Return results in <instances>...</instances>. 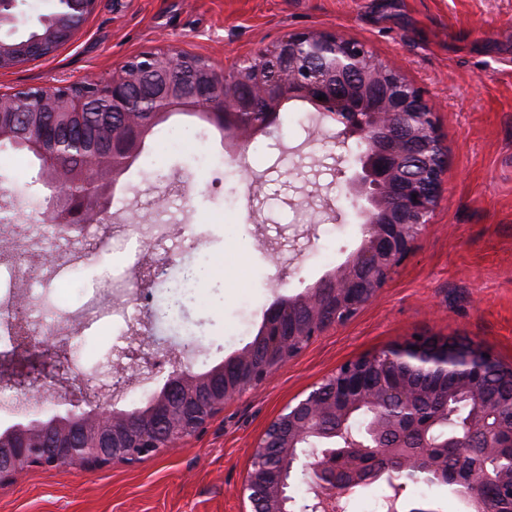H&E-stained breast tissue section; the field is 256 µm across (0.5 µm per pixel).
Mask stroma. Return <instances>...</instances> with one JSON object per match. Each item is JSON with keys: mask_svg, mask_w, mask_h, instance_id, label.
<instances>
[{"mask_svg": "<svg viewBox=\"0 0 512 512\" xmlns=\"http://www.w3.org/2000/svg\"><path fill=\"white\" fill-rule=\"evenodd\" d=\"M331 32L366 45L395 65L434 106L448 165L431 221L410 256L355 317L327 329L259 386L228 400L203 429L176 447L133 465L35 467L0 483V512H247L241 486L254 448L289 402L347 361L413 335L453 336L490 349L512 365V0H97L70 43L0 72V94L94 83L151 49H178L231 66L249 52L298 32ZM334 127H318L310 105L289 102L271 133L239 160L205 166L223 152L212 124L174 112L145 141L139 161L118 178L129 194L121 224H165L175 249L149 248L144 266L165 264L168 278L202 258L218 263L222 305L211 289L187 305L182 336L155 315L166 280L143 287L103 240L87 244L41 236L53 211L32 153L0 149V250L23 246L60 256L50 281L30 287L22 275L0 280L16 299L37 290L58 302L54 329H39L47 353L20 375V352L0 328V390L30 395L35 417L65 414L70 401L90 411L121 384L112 405L140 407L139 388L161 389L176 369L203 373L253 340L277 299L302 292L361 245V226L332 147ZM178 180L207 185L203 195L163 198ZM20 191L24 205L11 199ZM125 273L132 326L104 318L82 325L71 311L91 284L110 287ZM149 340L165 364L142 352L118 358L125 337Z\"/></svg>", "mask_w": 512, "mask_h": 512, "instance_id": "stroma-1", "label": "stroma"}]
</instances>
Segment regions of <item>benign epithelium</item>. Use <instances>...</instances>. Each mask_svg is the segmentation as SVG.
Here are the masks:
<instances>
[{
    "instance_id": "obj_1",
    "label": "benign epithelium",
    "mask_w": 512,
    "mask_h": 512,
    "mask_svg": "<svg viewBox=\"0 0 512 512\" xmlns=\"http://www.w3.org/2000/svg\"><path fill=\"white\" fill-rule=\"evenodd\" d=\"M68 12L41 20V32L22 43L0 37V71L22 60L48 55L73 40L93 11L96 0H65ZM153 74L142 88L152 101L151 111L197 112L233 132L235 153L259 134L268 133L283 105L311 100L322 118L342 124L358 138L356 169L346 180L363 231L361 249L344 264L303 292L275 303L264 316L263 334L294 308L307 311L304 321L287 336H273L280 347L274 358L246 347L207 374L175 370L151 398L150 410L128 413L100 408L93 412L67 411L49 423L19 425L0 437V478L14 480L32 466L55 467L80 462L130 464L166 450L187 434L202 429L224 403L257 386L296 356L301 344L329 327L358 314L376 296L395 267L412 252L429 223L442 190L441 158L426 154L423 142L442 151L430 103L391 65L373 59L366 46L337 33L289 34L269 49H259L222 68L204 57H190L175 49L144 51L113 70L104 83L83 84L70 90L38 88L0 112H42L55 107L80 116L96 99L102 112H128L129 87L143 73ZM144 134L136 125L119 130L108 157H97L81 173L56 169L45 181L53 191L56 224H95L101 199L109 187L104 170L121 174L141 150ZM498 366L493 353L471 347L464 365L448 347L428 336H414L377 353L348 361L311 390L287 405L269 425L279 440V462L267 464L269 448L257 447L243 482L252 512H342L343 498L382 483L396 487L405 474L423 476L469 492L492 485L512 498V458L497 469L448 470V442L430 431L448 422V413L430 416L420 411L417 393L403 378L407 369L437 372L442 379L428 393H448V374L472 406L462 424L465 437L458 447L469 453L470 438L478 448H511L512 405L504 408L489 399L485 378ZM367 407L372 419L361 435L340 431L337 448L303 449L308 438L322 432L332 417L347 423ZM509 411L504 416L503 410ZM301 476L306 495L290 494L291 480Z\"/></svg>"
}]
</instances>
